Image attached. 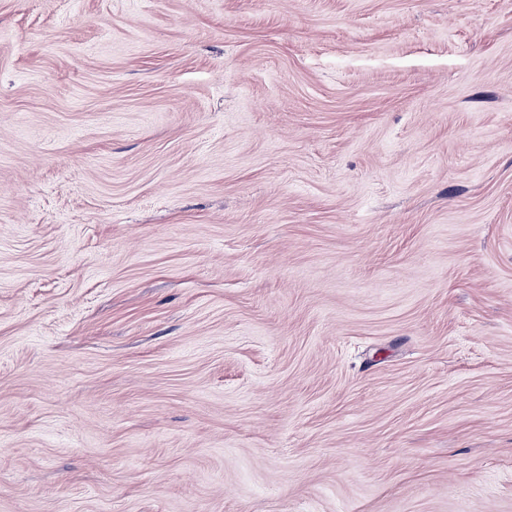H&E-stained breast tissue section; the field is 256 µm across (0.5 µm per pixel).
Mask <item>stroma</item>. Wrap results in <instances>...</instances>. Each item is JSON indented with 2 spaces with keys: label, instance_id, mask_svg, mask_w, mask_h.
Returning <instances> with one entry per match:
<instances>
[{
  "label": "stroma",
  "instance_id": "obj_1",
  "mask_svg": "<svg viewBox=\"0 0 512 512\" xmlns=\"http://www.w3.org/2000/svg\"><path fill=\"white\" fill-rule=\"evenodd\" d=\"M0 512H512V0H0Z\"/></svg>",
  "mask_w": 512,
  "mask_h": 512
}]
</instances>
